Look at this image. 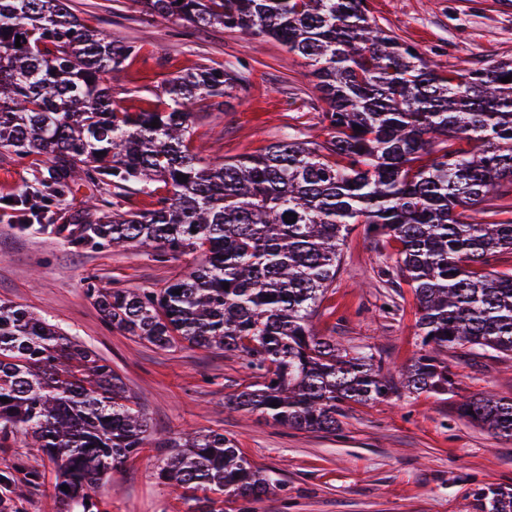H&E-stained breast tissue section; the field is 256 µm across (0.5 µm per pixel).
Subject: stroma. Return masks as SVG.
<instances>
[{"label":"stroma","mask_w":512,"mask_h":512,"mask_svg":"<svg viewBox=\"0 0 512 512\" xmlns=\"http://www.w3.org/2000/svg\"><path fill=\"white\" fill-rule=\"evenodd\" d=\"M87 25L135 42L136 61L112 83V99L131 112L152 110L162 84L199 65L240 66L245 78L223 105L199 106L194 141L221 161L263 152L296 138L321 143L326 133L309 67L270 39L219 26L161 25L137 0H70ZM376 24L415 45L441 69L478 68L512 59V0H370ZM50 161L16 163L0 147V299L46 314L63 332L108 360L149 424L135 459L113 470L99 489L103 512H188L156 475L158 443L184 429L233 437L282 489L250 512H475L474 493L512 485V440L492 435L457 411L459 397L490 392L512 399V355L491 349L448 352L457 395L398 391L382 402L349 403L333 434L275 426L234 410L226 396L251 381L233 352L176 346L160 349L106 325L84 293L87 277L124 288H159L186 272L193 256H158L144 248H76L37 224L96 222L93 191L74 181L52 196ZM397 243L381 247L353 225L342 245L336 280L311 317L315 332L351 351H365L393 381L419 354L418 306L393 277Z\"/></svg>","instance_id":"obj_1"}]
</instances>
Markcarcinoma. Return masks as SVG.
<instances>
[{
  "instance_id": "obj_1",
  "label": "carcinoma",
  "mask_w": 512,
  "mask_h": 512,
  "mask_svg": "<svg viewBox=\"0 0 512 512\" xmlns=\"http://www.w3.org/2000/svg\"><path fill=\"white\" fill-rule=\"evenodd\" d=\"M69 2L0 0V147L20 161L48 156L58 196L77 177L155 198L145 211L96 198L101 219L68 232L69 243L196 255L162 288L87 282L108 324L160 349L237 352L254 382L227 404L334 433L343 403L394 391L373 355L351 354L310 327L350 225L363 224L377 241L400 244L396 271L419 307L421 353L403 388L448 394L444 355L467 344L512 355V273L482 270L512 254V218L496 219L506 206L481 208L490 194L512 196V82H501L512 60L445 72L381 29L362 0H138L163 22L264 36L308 60L330 139L283 140L214 162L194 144L193 107L232 96L242 76L202 65L167 80L163 108L123 111L112 79L139 48L88 26ZM457 410L512 440V400L477 394ZM19 435L53 464L59 512H101L98 485L140 454L148 422L105 359L45 316L0 300V446ZM165 447L159 478L191 491L194 512L281 489L222 432ZM21 479L36 490L45 471L24 456L0 468V512H19ZM474 497L477 512H512V487L490 484Z\"/></svg>"
}]
</instances>
